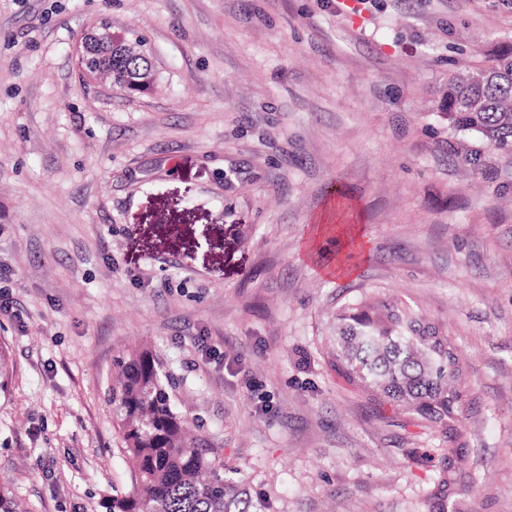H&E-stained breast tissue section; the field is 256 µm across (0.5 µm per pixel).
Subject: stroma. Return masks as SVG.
Here are the masks:
<instances>
[{
    "label": "stroma",
    "instance_id": "obj_1",
    "mask_svg": "<svg viewBox=\"0 0 512 512\" xmlns=\"http://www.w3.org/2000/svg\"><path fill=\"white\" fill-rule=\"evenodd\" d=\"M105 22L150 91L82 75ZM503 53L512 0H0V485L129 486L112 362L146 348L264 512H428L440 432L323 353L337 306L394 295L468 368L465 512H512V154L466 161L443 108Z\"/></svg>",
    "mask_w": 512,
    "mask_h": 512
}]
</instances>
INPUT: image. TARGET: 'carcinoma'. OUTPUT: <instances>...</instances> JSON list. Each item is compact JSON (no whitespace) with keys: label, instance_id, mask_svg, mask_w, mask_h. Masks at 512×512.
I'll list each match as a JSON object with an SVG mask.
<instances>
[{"label":"carcinoma","instance_id":"cac0c4a2","mask_svg":"<svg viewBox=\"0 0 512 512\" xmlns=\"http://www.w3.org/2000/svg\"><path fill=\"white\" fill-rule=\"evenodd\" d=\"M101 59L81 63L85 74L109 70L126 77L119 89L141 92L154 83L152 57L140 37L101 27ZM448 126L512 152V57L448 77ZM336 334L323 351L346 384L381 397L448 441L429 493V512H461L467 458L462 451L467 374L447 331L420 308L394 296L362 298L336 309ZM109 389L131 486L100 503L103 512H255L247 490L224 474V462L171 402L158 358L148 351L115 360Z\"/></svg>","mask_w":512,"mask_h":512}]
</instances>
